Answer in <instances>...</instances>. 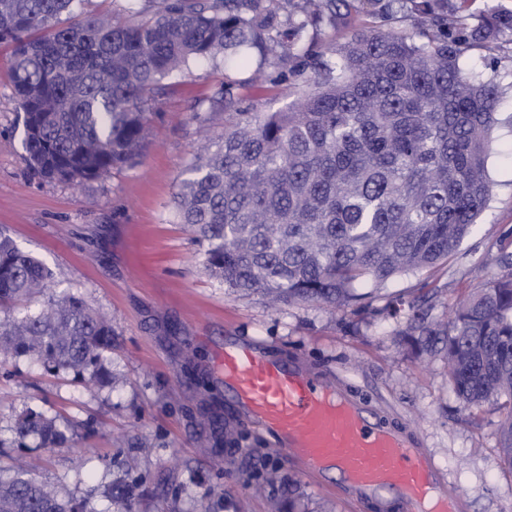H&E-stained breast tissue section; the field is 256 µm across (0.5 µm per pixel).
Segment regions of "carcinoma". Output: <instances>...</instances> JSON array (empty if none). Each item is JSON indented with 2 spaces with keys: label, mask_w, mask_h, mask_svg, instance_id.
Wrapping results in <instances>:
<instances>
[{
  "label": "carcinoma",
  "mask_w": 512,
  "mask_h": 512,
  "mask_svg": "<svg viewBox=\"0 0 512 512\" xmlns=\"http://www.w3.org/2000/svg\"><path fill=\"white\" fill-rule=\"evenodd\" d=\"M81 2L0 0L28 165L48 181L103 182L135 166L149 94L192 64L248 68L242 50L252 47L276 65L271 82L292 89L285 109L247 112L229 79L198 116L224 115V133L186 169L177 216L228 290L343 308L362 299L360 287L377 292L448 259L488 209L503 85L469 76L462 61L473 50L496 55L512 35V11L476 15L470 0H158L151 13L94 15L79 12ZM365 8L380 26L313 50L318 28ZM499 263L510 272L418 329L442 343L460 400L476 409L501 402L499 457L512 469V252ZM52 279L0 232L1 314ZM113 336L111 319L69 293L1 317L0 355L34 354L95 392L114 380ZM14 431L54 448L70 428L28 408ZM138 483L113 481L103 496L115 512H133ZM0 512L98 510L18 460L0 468Z\"/></svg>",
  "instance_id": "obj_1"
}]
</instances>
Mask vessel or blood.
<instances>
[{
    "label": "vessel or blood",
    "instance_id": "vessel-or-blood-1",
    "mask_svg": "<svg viewBox=\"0 0 512 512\" xmlns=\"http://www.w3.org/2000/svg\"><path fill=\"white\" fill-rule=\"evenodd\" d=\"M217 363L238 406L274 437L284 460L309 476L336 469L361 494L400 489L411 512H426L432 466L395 432L371 423L341 393L245 344L219 352Z\"/></svg>",
    "mask_w": 512,
    "mask_h": 512
}]
</instances>
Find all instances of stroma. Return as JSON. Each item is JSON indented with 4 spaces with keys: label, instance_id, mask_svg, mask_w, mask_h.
<instances>
[{
    "label": "stroma",
    "instance_id": "stroma-1",
    "mask_svg": "<svg viewBox=\"0 0 512 512\" xmlns=\"http://www.w3.org/2000/svg\"><path fill=\"white\" fill-rule=\"evenodd\" d=\"M11 52L0 44V229L54 272L43 295L17 310L72 292L116 326L109 366L117 380L95 394L30 357L0 363L1 442L13 444L15 418L29 407L75 428L62 447L23 450L39 480L65 495H97L120 463L141 481L138 512H193L203 495L212 512H407L398 492L361 496L336 475L311 479L234 406L214 370L216 354L225 343L255 341L264 356L345 389L371 418L398 430L448 495L462 498L460 512H512V469L498 459L499 402L475 411L458 399L440 345L411 347L407 316L384 310L388 298L427 295L432 316L442 317L465 291L504 274L497 259L512 251V88L488 161L490 206L447 261L392 280L366 303L274 307L208 275L176 221L173 197L197 148L222 129L221 120L203 126L196 116L226 78L254 112L285 106V87L249 68L192 65L152 93L149 135L133 168L102 183L49 182L26 161ZM273 468L278 479L265 485Z\"/></svg>",
    "mask_w": 512,
    "mask_h": 512
}]
</instances>
